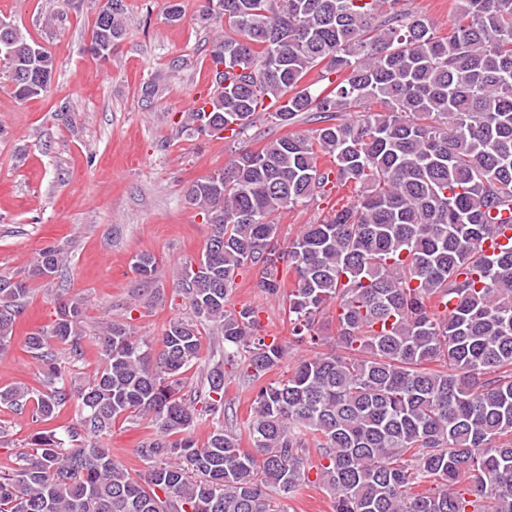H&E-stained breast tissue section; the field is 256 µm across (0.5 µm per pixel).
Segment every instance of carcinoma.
I'll return each mask as SVG.
<instances>
[{
    "label": "carcinoma",
    "mask_w": 512,
    "mask_h": 512,
    "mask_svg": "<svg viewBox=\"0 0 512 512\" xmlns=\"http://www.w3.org/2000/svg\"><path fill=\"white\" fill-rule=\"evenodd\" d=\"M123 15V0L98 7L88 51L103 62ZM203 15L218 24L216 94L184 127L233 142L261 115L312 128L236 148L188 188L212 232L202 268L176 270L193 316L168 322L160 351L129 322L87 336L79 297L28 334L40 387H0V405L38 422L74 401L79 419L34 435L0 469V512H288L312 470L334 512H512V246L483 251L512 231V0H457L445 37L407 0H206ZM54 70L42 45L0 27V75L16 98L47 92ZM340 186L347 204L280 240L281 212ZM62 263L47 247L27 276H0L1 351L29 280ZM132 269L147 282L156 259L138 254ZM246 270L312 355L285 364L257 309L235 307ZM206 336L222 354L203 353ZM91 346L101 363L75 388L66 366ZM226 364L254 390L251 452L228 414ZM142 419L156 434L133 473L102 436Z\"/></svg>",
    "instance_id": "obj_1"
}]
</instances>
